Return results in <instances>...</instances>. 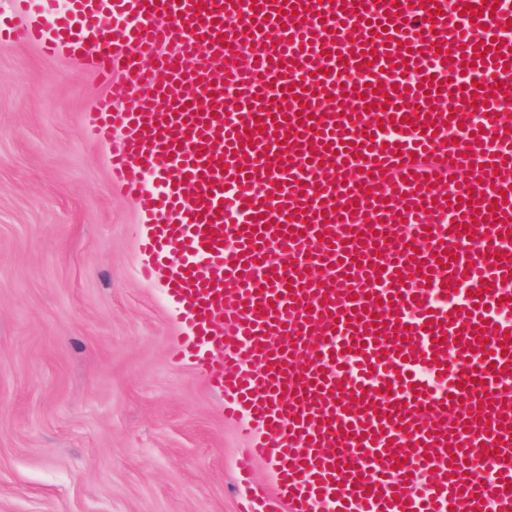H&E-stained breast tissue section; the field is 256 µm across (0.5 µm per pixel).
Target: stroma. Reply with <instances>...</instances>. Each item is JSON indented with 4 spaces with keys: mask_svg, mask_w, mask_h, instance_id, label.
I'll use <instances>...</instances> for the list:
<instances>
[{
    "mask_svg": "<svg viewBox=\"0 0 512 512\" xmlns=\"http://www.w3.org/2000/svg\"><path fill=\"white\" fill-rule=\"evenodd\" d=\"M95 77L0 47V512H238L243 443L171 347L144 199L112 189Z\"/></svg>",
    "mask_w": 512,
    "mask_h": 512,
    "instance_id": "stroma-1",
    "label": "stroma"
}]
</instances>
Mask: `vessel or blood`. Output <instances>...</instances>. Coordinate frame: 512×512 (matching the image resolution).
Returning a JSON list of instances; mask_svg holds the SVG:
<instances>
[{
  "instance_id": "vessel-or-blood-1",
  "label": "vessel or blood",
  "mask_w": 512,
  "mask_h": 512,
  "mask_svg": "<svg viewBox=\"0 0 512 512\" xmlns=\"http://www.w3.org/2000/svg\"><path fill=\"white\" fill-rule=\"evenodd\" d=\"M105 86L177 348L275 490L240 512H512V33L485 0H44ZM131 99L128 109L115 104Z\"/></svg>"
}]
</instances>
